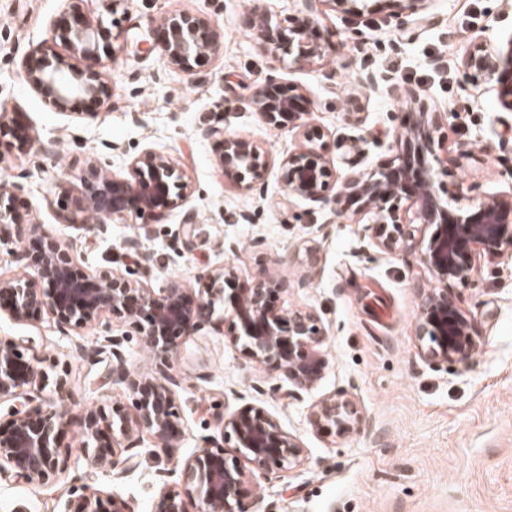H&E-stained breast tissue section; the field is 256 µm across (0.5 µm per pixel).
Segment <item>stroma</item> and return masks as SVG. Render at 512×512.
Returning <instances> with one entry per match:
<instances>
[{
	"label": "stroma",
	"mask_w": 512,
	"mask_h": 512,
	"mask_svg": "<svg viewBox=\"0 0 512 512\" xmlns=\"http://www.w3.org/2000/svg\"><path fill=\"white\" fill-rule=\"evenodd\" d=\"M272 22L294 18L299 0H83L81 9L101 28L100 55L112 83L108 106L74 99L55 110L21 78L18 62L52 40L69 18L67 0H0V111L28 126L31 149L0 157V181L23 182L19 207L33 222L70 240L81 268L111 266L118 274L152 258L147 287L176 278L200 285L205 268L232 267L240 284L277 273L288 283L273 298L276 308L312 307L319 315L330 367L317 389L291 397L274 391V379L245 361L226 333L204 330L180 340L175 364L184 377L177 401L183 437L174 452L148 445L125 477L87 468L55 482L27 484L0 474V512H62L72 485L93 484L128 499L132 512H150L153 499L173 482L172 457H185L221 435L225 411L265 408L295 435L304 452L290 471L260 483L247 497V512H512V255L479 259L468 282L448 294L474 322L482 350L468 365L431 366L418 354L417 289L436 281L419 258L430 233L416 225L414 239L394 254L379 253L371 232L332 208L287 196L279 165L303 143L292 123L265 122L250 106L255 89L272 77L311 101L309 125L323 134L322 153L333 170L369 169L394 158L395 138L407 122L412 96L444 113L442 152L472 151L437 186L442 198L512 195V112L500 111L483 78L464 72V57L485 43H512V0H431L433 20L415 27L392 13L387 0H370L359 23L368 37L354 46L347 17L320 0L316 36L336 51L322 64L274 61L260 48L252 9ZM201 14L224 32L220 54L202 59L193 73L168 66L157 32L171 13ZM390 73L396 86L373 94L353 80L356 69ZM223 122L227 133L265 152L263 187L237 190L224 180L218 145L206 130ZM146 148L173 155L184 166L193 193L185 211L198 225L193 250L179 235L183 213L156 222L130 216L101 234L61 219L66 196L79 182L69 175L92 156L123 170ZM120 319L62 337L41 315L18 325L0 320V338L27 336L46 370L68 367V413L58 439L62 454L81 448L78 430L95 403L129 408L125 387L105 377V363L86 358L107 336L125 337L131 370L154 366ZM83 352H76V345ZM347 393L363 417L342 438L314 430L313 405Z\"/></svg>",
	"instance_id": "1"
}]
</instances>
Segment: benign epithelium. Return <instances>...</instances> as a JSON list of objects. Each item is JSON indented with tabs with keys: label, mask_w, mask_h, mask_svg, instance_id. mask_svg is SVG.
<instances>
[{
	"label": "benign epithelium",
	"mask_w": 512,
	"mask_h": 512,
	"mask_svg": "<svg viewBox=\"0 0 512 512\" xmlns=\"http://www.w3.org/2000/svg\"><path fill=\"white\" fill-rule=\"evenodd\" d=\"M70 2L72 21L55 31L67 54L53 45H41L20 60L26 83L59 111L67 110L75 98L100 106L112 98V85L101 65L100 28L81 12L82 0ZM302 2L305 15L286 25L274 24L260 13L255 16L261 47L277 61L288 57L296 64H313L336 51L314 38L312 14L317 0ZM387 2L396 16L404 14L418 24L429 21V0ZM161 30L167 63L188 74L201 58L220 53L224 45V33L203 15H169L161 21ZM463 67L497 84L500 108L512 112V47L505 57L480 47L465 56ZM355 80L373 93L382 91L381 79L369 71L358 70ZM252 105L263 120L273 124L288 117L300 128L311 115L309 102L302 95L272 77L256 89ZM412 116L414 119L402 126L409 145L406 152L372 169L343 176L333 175L319 154L320 134L309 129L303 133V145L281 162L280 179L290 195L334 204L338 218L346 216L340 207L342 199H357L359 210L373 219L374 245L384 254L401 250L413 237L408 231V214L433 227L420 259L438 287L418 291L419 355L428 364L466 366L479 353L481 340L472 321L448 297V281H465L478 272V250L490 259L512 252V196L488 198L472 206L442 199L436 191L437 180L460 166V158L448 155L442 159L436 151L440 113L421 106ZM208 134L222 140L219 163L225 181L246 190L264 182L267 167L258 144L218 126L211 127ZM7 135L19 149L31 145L28 134L0 118V138ZM71 178L80 181L81 190L61 215L65 224H84L92 216L111 220L131 215L158 221L182 207L192 193L183 166L171 155L153 149L132 156L125 173L91 157ZM24 190L19 182L0 183V240L14 237L18 246V270L0 276V314L24 323L44 310L64 336L99 324L110 314L130 326L155 364L153 374L129 370L121 340L111 336L105 338L107 345L97 349V353L107 352L112 357V374L131 394L134 419L116 409L109 411L104 404L88 408L80 427L81 454L74 465L123 475L137 468L143 435L163 447H177L183 427L177 399L184 383L173 365L179 339L206 325L220 330L212 316L224 306L234 270L224 266L208 270L204 287L195 297L176 279L157 291L109 267L82 273L76 267L71 242L34 226L20 228L11 201ZM284 285L277 277L232 289L230 301L238 333L230 340L241 347L245 359L287 383L288 394L299 395L320 384L330 360L322 349L325 334L320 319L312 309L294 307L283 312L271 304V295ZM22 350L20 341L0 340V402L21 391L27 400V409L13 408L6 421L0 422V472L10 469L29 483L46 484L58 480L69 468L56 444L67 414V379L64 373L50 376L39 360L24 358ZM309 421L317 430L344 437L357 431L362 415L351 398L339 393L320 399L312 407ZM221 423L222 442H209L177 460L178 486L162 489L152 503V512H245L241 504L253 491L250 476L290 470L303 453L298 438L261 407L226 413ZM227 446L235 449L249 468L228 461ZM103 494L88 484L75 487L64 512H103ZM195 501L199 508L192 511Z\"/></svg>",
	"instance_id": "benign-epithelium-1"
}]
</instances>
